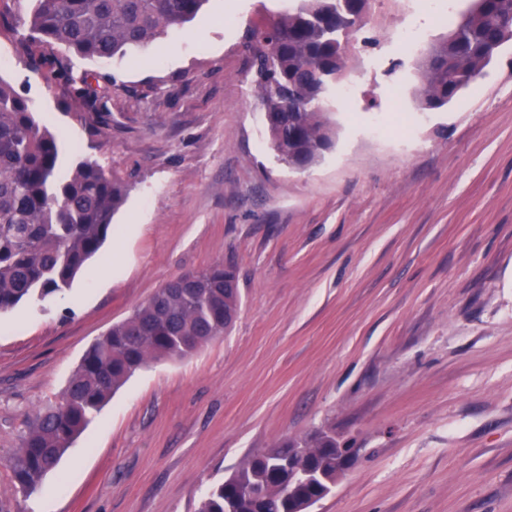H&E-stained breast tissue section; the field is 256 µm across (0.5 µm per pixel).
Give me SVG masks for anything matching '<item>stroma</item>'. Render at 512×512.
I'll return each instance as SVG.
<instances>
[{"label": "stroma", "mask_w": 512, "mask_h": 512, "mask_svg": "<svg viewBox=\"0 0 512 512\" xmlns=\"http://www.w3.org/2000/svg\"><path fill=\"white\" fill-rule=\"evenodd\" d=\"M287 5L207 0L150 50L76 60L105 77L97 113L0 28V78L66 160L129 185L70 288L0 312V512H196L248 455L319 430L359 454L310 512H512V44L422 110L416 65L448 27L427 2L373 0L348 46L353 94L325 103L335 143L297 172L270 148L242 48ZM395 26L411 52L384 41ZM216 262L239 279L233 327L136 371L23 496L7 460L85 350Z\"/></svg>", "instance_id": "1"}]
</instances>
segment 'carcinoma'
Returning a JSON list of instances; mask_svg holds the SVG:
<instances>
[{
    "instance_id": "carcinoma-1",
    "label": "carcinoma",
    "mask_w": 512,
    "mask_h": 512,
    "mask_svg": "<svg viewBox=\"0 0 512 512\" xmlns=\"http://www.w3.org/2000/svg\"><path fill=\"white\" fill-rule=\"evenodd\" d=\"M206 0H29V11L0 26L21 48L61 74L70 95L94 107V75L73 69L71 56L108 60L148 49L191 22ZM371 0H289L279 18L250 31L252 82L263 107L271 148L296 171L310 168L333 144L326 96L346 74V45L363 30ZM512 41V0H472L419 63L417 101L439 109L475 85ZM58 135L35 118L29 100L0 78V311L70 287L114 234L113 217L128 185L97 162L82 159L59 177ZM171 281L83 354L59 401L29 420L10 460L19 490H38L73 440L112 394L152 360L183 358L224 335L240 308L234 271L216 263ZM249 455L200 501L197 512H288V474L321 500L331 486L320 475L336 469L331 431Z\"/></svg>"
}]
</instances>
